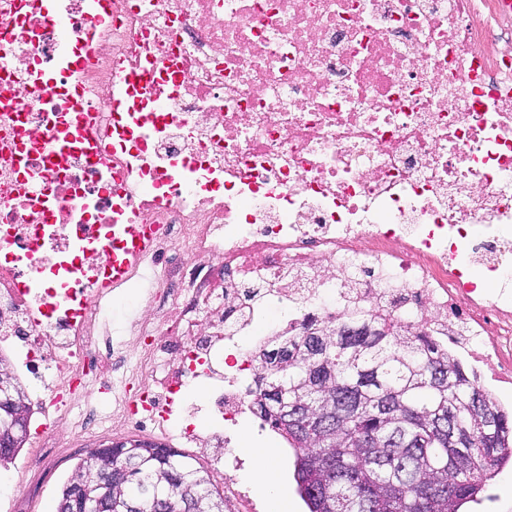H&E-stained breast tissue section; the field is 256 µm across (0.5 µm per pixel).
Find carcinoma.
<instances>
[{"label": "carcinoma", "mask_w": 512, "mask_h": 512, "mask_svg": "<svg viewBox=\"0 0 512 512\" xmlns=\"http://www.w3.org/2000/svg\"><path fill=\"white\" fill-rule=\"evenodd\" d=\"M260 355L254 405L295 451L294 478L308 512H461L512 463V413L427 334L386 314L304 322ZM301 409L291 421L283 403ZM333 421L332 432L311 426ZM112 472L111 512L156 497L164 512H225L206 472L158 443L127 439L112 454L90 449L63 485L101 492Z\"/></svg>", "instance_id": "1"}]
</instances>
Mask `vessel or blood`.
<instances>
[{
	"mask_svg": "<svg viewBox=\"0 0 512 512\" xmlns=\"http://www.w3.org/2000/svg\"><path fill=\"white\" fill-rule=\"evenodd\" d=\"M152 250V231L127 224L112 227V290L124 288L129 278L142 274Z\"/></svg>",
	"mask_w": 512,
	"mask_h": 512,
	"instance_id": "vessel-or-blood-1",
	"label": "vessel or blood"
}]
</instances>
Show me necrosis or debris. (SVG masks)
<instances>
[{
    "label": "necrosis or debris",
    "instance_id": "1",
    "mask_svg": "<svg viewBox=\"0 0 512 512\" xmlns=\"http://www.w3.org/2000/svg\"><path fill=\"white\" fill-rule=\"evenodd\" d=\"M22 4L0 0V351L36 382L34 447L116 417L167 435L173 412L234 431L265 337L355 306L512 383L499 0ZM116 224L156 225L161 269L157 310L110 355L135 359L118 391L99 370ZM215 268L223 284L197 287ZM168 437L253 512L239 456Z\"/></svg>",
    "mask_w": 512,
    "mask_h": 512
}]
</instances>
